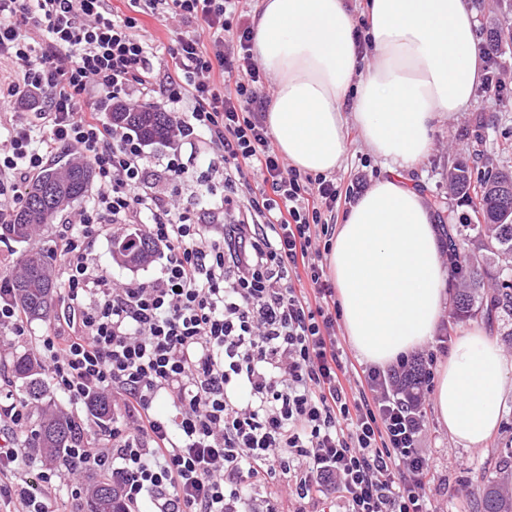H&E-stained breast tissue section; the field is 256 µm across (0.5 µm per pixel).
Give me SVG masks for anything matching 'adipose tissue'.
<instances>
[{"instance_id":"1","label":"adipose tissue","mask_w":512,"mask_h":512,"mask_svg":"<svg viewBox=\"0 0 512 512\" xmlns=\"http://www.w3.org/2000/svg\"><path fill=\"white\" fill-rule=\"evenodd\" d=\"M366 44L344 0H261L253 54L274 91L265 121L300 171L326 174L347 151L348 123L385 177L350 206L328 254L346 334L367 362L394 363L434 336L449 305L435 217L404 179L433 150L436 118L470 105L485 64L471 0H367ZM512 361L485 327L454 342L433 393L464 447L498 428Z\"/></svg>"}]
</instances>
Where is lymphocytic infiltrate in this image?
<instances>
[{"label":"lymphocytic infiltrate","mask_w":512,"mask_h":512,"mask_svg":"<svg viewBox=\"0 0 512 512\" xmlns=\"http://www.w3.org/2000/svg\"><path fill=\"white\" fill-rule=\"evenodd\" d=\"M125 2L0 0V223L53 154L96 177L55 236L58 308L33 347L71 403L101 393L118 408L96 447L76 449L74 474L111 467L137 512H280L252 495L267 479L295 512H435L421 446L434 362L353 374L322 242L327 213L357 193L273 147L247 0ZM144 15L180 24L171 64L140 34ZM147 98L195 155L150 159L97 110ZM131 224L161 261L147 281L91 261L99 237ZM28 417L23 401L0 407V504L56 512L61 474L17 467Z\"/></svg>","instance_id":"f902f5d3"}]
</instances>
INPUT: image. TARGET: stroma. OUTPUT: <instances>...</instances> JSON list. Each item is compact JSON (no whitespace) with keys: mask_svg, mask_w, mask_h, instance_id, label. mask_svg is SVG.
<instances>
[{"mask_svg":"<svg viewBox=\"0 0 512 512\" xmlns=\"http://www.w3.org/2000/svg\"><path fill=\"white\" fill-rule=\"evenodd\" d=\"M491 57L493 86L479 85L468 110L436 119L433 151L416 170L403 174L418 184L442 224L460 223L470 213L448 190L452 163L463 160L473 167L512 168V50L495 51ZM347 141L344 161L332 174L338 186H351L359 177L369 186L385 176L382 160L369 151L356 125H349ZM501 405V422L493 435L480 447L466 448L441 425L433 400H426L422 446L433 465L431 496L442 512H479L481 476L493 471L503 449L512 446V385L503 392Z\"/></svg>","mask_w":512,"mask_h":512,"instance_id":"stroma-1","label":"stroma"}]
</instances>
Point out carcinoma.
Returning a JSON list of instances; mask_svg holds the SVG:
<instances>
[{"instance_id":"1","label":"carcinoma","mask_w":512,"mask_h":512,"mask_svg":"<svg viewBox=\"0 0 512 512\" xmlns=\"http://www.w3.org/2000/svg\"><path fill=\"white\" fill-rule=\"evenodd\" d=\"M111 123L123 125L148 143L169 138L167 113L146 103L136 110L114 105L108 112ZM56 166L49 165L30 181L23 203L16 209L8 224H0V242L27 244L38 229L54 223L68 206L82 201L93 183V168L83 161H73L70 174L57 181L50 180ZM452 192L472 209L476 221L448 225V251L457 258L451 277L463 288L454 298V321L479 319L487 325L502 317H512V223L502 218L512 214V171L505 168L485 169L476 174L465 162H456L448 169ZM502 258L503 265L488 272L475 264L469 245ZM154 253V246L141 238L132 246L116 252L127 266H139ZM18 307L30 321L44 320L52 312L59 284L45 253L26 249L20 257L16 272L8 273ZM4 369L12 378L22 399L37 410L34 428L18 439V445L61 470L71 467L70 449L84 448L91 434L83 418L60 408L48 407L49 383L41 366L27 354H18ZM85 405L89 414L103 422H112V402L104 394H93ZM483 512H512V494L502 483L488 479L481 492ZM81 512H125L117 496L112 475L101 471L92 483L91 494Z\"/></svg>"}]
</instances>
